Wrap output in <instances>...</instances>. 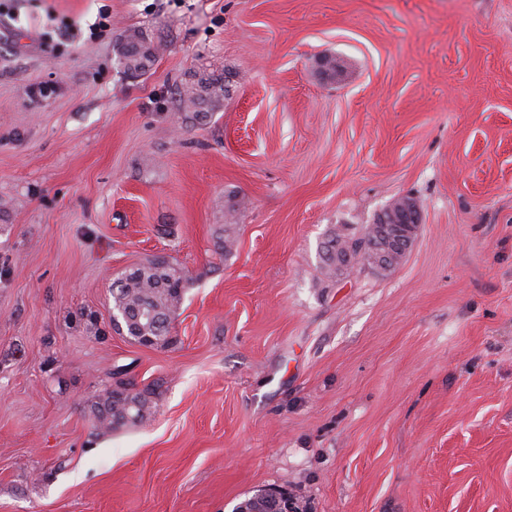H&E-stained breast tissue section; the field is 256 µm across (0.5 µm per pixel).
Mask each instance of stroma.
<instances>
[{"mask_svg":"<svg viewBox=\"0 0 512 512\" xmlns=\"http://www.w3.org/2000/svg\"><path fill=\"white\" fill-rule=\"evenodd\" d=\"M104 6V39L62 37ZM132 29L160 46L138 77L115 53ZM196 74L228 94L186 123ZM404 196V262L323 283L327 231ZM156 256L190 286L145 347L110 288ZM115 365L156 396L101 435ZM262 488L301 512H512V0L0 14V512H232ZM243 206V201L238 199L237 195H233L225 209L224 216L226 224H224L222 234L214 244L215 252L221 256L230 254L236 244V223Z\"/></svg>","mask_w":512,"mask_h":512,"instance_id":"35a3bbf8","label":"stroma"}]
</instances>
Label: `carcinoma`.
Wrapping results in <instances>:
<instances>
[{"instance_id":"obj_1","label":"carcinoma","mask_w":512,"mask_h":512,"mask_svg":"<svg viewBox=\"0 0 512 512\" xmlns=\"http://www.w3.org/2000/svg\"><path fill=\"white\" fill-rule=\"evenodd\" d=\"M136 33L124 36L119 44V57L124 71L143 75L147 73L156 56L152 43L133 41ZM227 86L224 78L210 76L207 88L208 105L214 106L224 99ZM180 107L186 118L199 120L207 117L201 109V101L189 88L183 86L179 92ZM244 206L242 200L232 196L225 209V224L222 234L215 242V252L219 255L231 253L236 244L235 229L238 216ZM379 245L375 228L366 224L358 232L346 224L331 228L321 243V274L333 280L343 271L336 267V252L353 248L354 254L367 259L375 253ZM187 290V282L181 269L165 258L156 257L124 272L112 285V327L131 341L143 344L154 338V345L169 343L173 318L181 309ZM112 378H121L130 386L131 395L105 392L92 405V415L96 429L107 433L118 427L134 425L144 419L150 410V389L135 388L134 380L127 371L117 366L112 370Z\"/></svg>"}]
</instances>
